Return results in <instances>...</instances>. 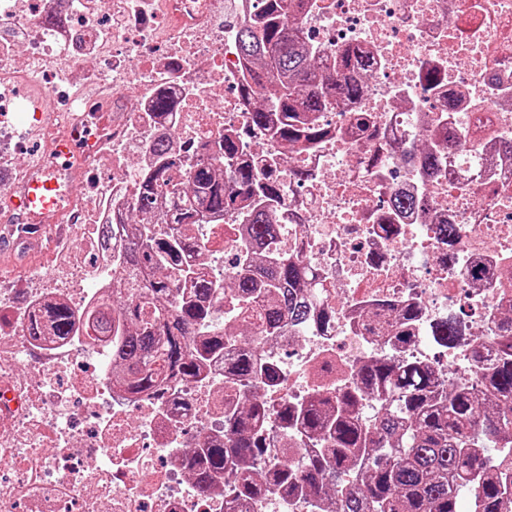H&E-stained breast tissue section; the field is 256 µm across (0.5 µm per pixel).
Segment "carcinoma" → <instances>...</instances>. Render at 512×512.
I'll return each instance as SVG.
<instances>
[{"instance_id": "obj_1", "label": "carcinoma", "mask_w": 512, "mask_h": 512, "mask_svg": "<svg viewBox=\"0 0 512 512\" xmlns=\"http://www.w3.org/2000/svg\"><path fill=\"white\" fill-rule=\"evenodd\" d=\"M305 2L261 0L260 11L239 31L246 71L240 95L250 107V123L290 152L312 149L328 138L331 130L320 123V114L333 111L340 101L360 100L373 76V58L361 49L337 50L331 66L316 59L314 47L294 23ZM239 146L236 129L224 131L216 150L206 143L194 145L192 151L202 160L181 181L172 170L182 166V157L169 152L162 140L155 144L156 162L143 175L139 207L152 208L159 197L176 199L180 207L143 225L139 240L123 257L112 307L89 314L95 333L112 337L118 349L112 379L132 394L162 389L178 375L197 377L207 357L224 349L222 336L200 347L188 340L190 327L205 321L224 294V286L197 276L193 265L199 244L188 225L204 224L211 215L233 210L247 224L240 242L245 267L233 290L246 302L261 303L266 335L278 336L290 323L324 328L333 321L323 305L324 284L309 266L286 252L251 253L253 245L280 231L273 213L281 187L271 176L259 177L248 163L218 176L207 157L217 152L234 158ZM440 162L433 149L416 156L417 168L424 171ZM393 206L397 212L425 210L429 202L398 195ZM159 224L176 228L159 233ZM176 281L189 285L190 297L173 307L166 296ZM381 307L394 316L391 324L369 318L359 325L361 335L381 336L392 328L398 342L408 341L415 306ZM74 327L72 310L59 304L36 316L28 331L41 336L48 328L55 336H68ZM464 332V322L453 317L439 324L432 338L441 345ZM472 357L483 366L478 394L448 391L435 382L432 370L415 361L376 358L359 368L357 388L338 395L317 393L304 406L281 409L284 432L314 436L320 447L303 456L298 470L285 463L268 472L263 485L256 482L255 470L261 465L267 409L255 395L244 394L241 410L224 414V445L200 448L191 461L198 491L212 493L218 479L233 477L244 498L270 489L322 492V512H461L463 499L470 512H508L512 479L501 461L512 449V318L499 323L492 360L484 359L478 343ZM227 367L234 377L264 385L278 377L275 366L257 362L249 340ZM369 399L376 406L371 425L363 422Z\"/></svg>"}]
</instances>
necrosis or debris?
<instances>
[{
  "instance_id": "1",
  "label": "necrosis or debris",
  "mask_w": 512,
  "mask_h": 512,
  "mask_svg": "<svg viewBox=\"0 0 512 512\" xmlns=\"http://www.w3.org/2000/svg\"><path fill=\"white\" fill-rule=\"evenodd\" d=\"M0 0V225L16 239L25 230L10 205L19 189L55 161L54 145H76L59 185L80 190L47 216L57 250L52 269H31L22 286L0 282V512H315V501L280 491L237 501L234 489L200 493L189 466L197 449L224 440V413L254 391L270 416L263 466L280 467L283 406L304 405L317 389L351 388L358 368L394 355L432 366L449 387L478 388L475 342L492 347L512 313V0H308L299 24L333 55L341 47L371 51L376 73L355 106L325 113L332 129L316 148L282 159L278 144L250 130L239 97L243 20L258 0ZM123 14L115 30L112 19ZM445 77L427 88L424 68ZM98 93L79 89L80 80ZM173 111L152 109L158 95ZM60 106L44 125L43 104ZM371 113L362 133L354 111ZM454 125L455 146H440L441 164L426 175L411 163L433 128ZM242 134L239 159L277 176L285 190L265 241L270 253L293 252L327 283L334 321L325 330L288 326L264 334L258 306L225 292L195 341L224 335V353L200 377L172 378L161 394H131L112 380V341L87 335L32 337L28 326L50 304L74 313L111 303L117 275L111 251L128 247L138 226L142 174L152 145L170 137L221 142ZM41 132L38 145L28 133ZM428 197L429 210L392 213L394 193ZM456 227L446 242L441 222ZM111 227V244L90 235ZM240 216L198 224V272L231 279L240 262ZM486 266L481 282L468 275ZM419 310L407 344L362 336L355 327L378 302ZM467 313L465 339L432 353L429 331ZM248 329L264 364L279 368L270 389L231 377L224 361Z\"/></svg>"
}]
</instances>
